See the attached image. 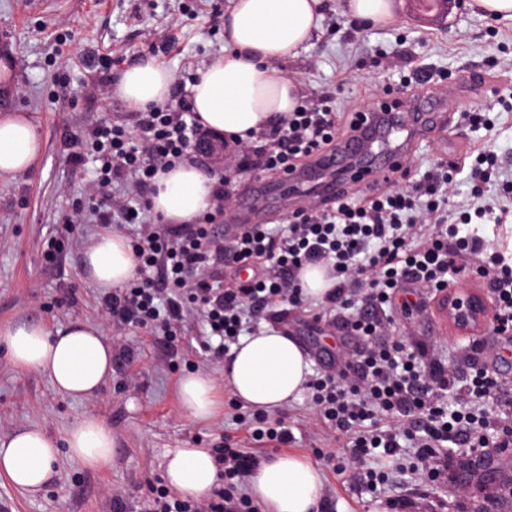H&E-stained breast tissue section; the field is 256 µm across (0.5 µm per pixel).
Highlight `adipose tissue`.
I'll list each match as a JSON object with an SVG mask.
<instances>
[{
    "instance_id": "1",
    "label": "adipose tissue",
    "mask_w": 512,
    "mask_h": 512,
    "mask_svg": "<svg viewBox=\"0 0 512 512\" xmlns=\"http://www.w3.org/2000/svg\"><path fill=\"white\" fill-rule=\"evenodd\" d=\"M224 14L223 57L208 63L192 88V107L204 127L227 135L259 132L279 115L292 111L299 97L296 80L279 67L315 34L323 0H229ZM173 76L154 58L128 66L115 88L128 105L144 108L167 101ZM42 153L41 139L22 112L0 115V176L29 170ZM152 209L172 224H189L209 210L212 180L186 162L162 176L151 197ZM136 258L128 240L108 233L84 253L83 270L102 289L133 277ZM0 342L15 368L49 375L68 397L96 395L112 372V346L100 327L80 321L48 332L42 324L0 326ZM310 373L299 344L278 329L243 337L224 367V382L237 400L261 411H274L301 394ZM215 384L206 374H191L179 383L180 406L196 420L216 411ZM70 459L88 469L111 462L115 437L111 426L90 415L66 434ZM57 442L38 427L0 436V475L20 490L36 494L58 478ZM164 479L183 497L201 498L218 482L211 449L176 448L165 456ZM249 492L261 512H318L324 492L321 469L303 456L282 453L252 471Z\"/></svg>"
}]
</instances>
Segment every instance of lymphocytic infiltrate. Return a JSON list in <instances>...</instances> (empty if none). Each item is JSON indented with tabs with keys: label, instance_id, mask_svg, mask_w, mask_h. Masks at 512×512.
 I'll use <instances>...</instances> for the list:
<instances>
[{
	"label": "lymphocytic infiltrate",
	"instance_id": "lymphocytic-infiltrate-1",
	"mask_svg": "<svg viewBox=\"0 0 512 512\" xmlns=\"http://www.w3.org/2000/svg\"><path fill=\"white\" fill-rule=\"evenodd\" d=\"M133 126L100 122L71 137L76 160L92 157L89 186L95 223L129 224L138 269L121 288L105 291L100 305L118 327L154 330L167 340L180 335L187 318L199 319L215 355L228 354L240 337L275 322L280 307L304 309L312 300L300 273L327 266L336 283L321 301L329 329H348L365 341L341 355L336 372L315 373L306 383L314 415L343 439L354 462L364 465L370 486L385 484L386 472L368 467L374 452L410 469L436 474L442 452L494 449L512 452V389L496 372L477 371L462 403L447 397L448 370L429 371L403 340L390 336L389 312L399 289L430 292L448 287L449 272L472 270L493 302L496 333L512 331V254L470 231L471 223L500 224L512 215V176L494 153L479 150L471 165L467 204L450 201L455 164H440L412 185L388 186L372 195L352 193L324 208L294 210L286 225H256L227 240L212 228L231 194L229 181L214 176L212 211L190 224H168L153 214L150 196L159 175L188 161L205 133L191 105L187 77H177L172 97L133 114ZM358 121L341 124L329 97H302L254 140H232L243 172L282 173L328 152L333 141L352 135ZM497 185L495 197L486 185ZM228 263L251 268L247 283L206 277L209 267ZM219 481L201 499L151 487L146 512H255L239 488L254 460L232 440L215 449Z\"/></svg>",
	"mask_w": 512,
	"mask_h": 512
}]
</instances>
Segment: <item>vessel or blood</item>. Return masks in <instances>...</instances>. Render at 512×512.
Instances as JSON below:
<instances>
[{"mask_svg": "<svg viewBox=\"0 0 512 512\" xmlns=\"http://www.w3.org/2000/svg\"><path fill=\"white\" fill-rule=\"evenodd\" d=\"M446 107L442 98L434 111L408 112L401 98H390L388 105L377 106L362 122L356 138L342 143L336 152L322 155L306 168L281 173L280 187L290 195L307 188L323 201L366 189L379 177L401 181L410 141L432 126ZM258 210L257 201H243L239 220L225 224L224 235L233 237L251 228Z\"/></svg>", "mask_w": 512, "mask_h": 512, "instance_id": "vessel-or-blood-1", "label": "vessel or blood"}]
</instances>
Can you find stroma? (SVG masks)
<instances>
[{
	"label": "stroma",
	"instance_id": "obj_1",
	"mask_svg": "<svg viewBox=\"0 0 512 512\" xmlns=\"http://www.w3.org/2000/svg\"><path fill=\"white\" fill-rule=\"evenodd\" d=\"M320 30L308 48L280 62L304 96L328 95L341 115L373 106L400 75L426 80L428 92L465 105L489 109L490 125L474 126L465 112L418 136L408 155L412 175L437 162L458 159L455 201L470 193L471 152H495L512 172V20H496L464 0L443 24H427L398 0L395 23L358 22L343 12V0H326ZM228 0H0V113L23 112L34 124L43 149L29 171L0 177V325L19 320L43 322L48 331L82 321L101 326L112 344V373L91 397L60 395L37 371H21L0 346V435L40 427L57 441L89 414L112 427L117 448L111 464L88 469L60 452L59 484L32 496L0 476V503L9 512H142L151 485L162 479L166 453L174 448H213L232 435L245 451L265 460L279 453L273 443L253 441L234 424L232 395L220 390V410L211 421L188 417L177 400L182 376L204 372L224 380V363L208 356L199 320L181 339L168 341L138 327L114 333L102 311L101 295L82 273L83 253L103 234L99 224H70L74 210L89 209L86 193L94 175L91 160L73 163L70 132L103 121L130 123L132 112L117 97H91L88 84L108 77L117 82L136 57L147 55L173 75L196 74L224 53L222 20ZM403 46L400 73L378 59ZM429 299L410 311L393 307L396 333L405 336L424 363L441 360L461 387L473 367L487 366L512 384V337L485 327L476 339L462 337L433 321ZM280 329L307 354L312 369L334 372L340 349L361 347L356 336H332L308 313L289 311ZM294 440L288 452L319 462L336 452L335 466L323 467L320 512H468L471 497L457 490L447 463L440 476L414 493L408 460L379 459L389 474L378 488L367 486L359 469L315 420L311 404L299 397L289 404ZM120 502H113V495Z\"/></svg>",
	"mask_w": 512,
	"mask_h": 512
}]
</instances>
